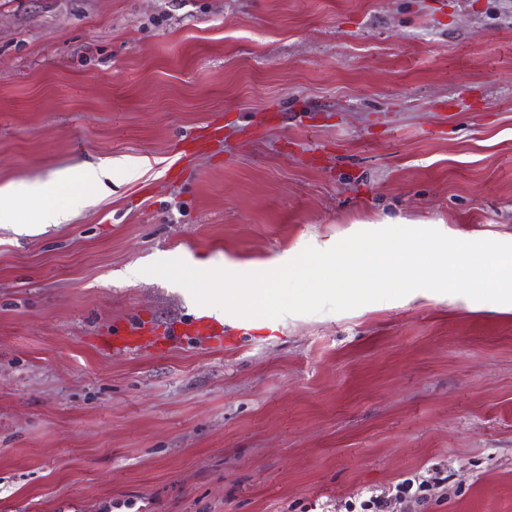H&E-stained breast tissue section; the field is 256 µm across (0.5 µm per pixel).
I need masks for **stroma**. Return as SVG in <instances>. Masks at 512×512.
I'll list each match as a JSON object with an SVG mask.
<instances>
[{"mask_svg": "<svg viewBox=\"0 0 512 512\" xmlns=\"http://www.w3.org/2000/svg\"><path fill=\"white\" fill-rule=\"evenodd\" d=\"M102 159L106 189L59 183ZM16 184L81 204L0 223V512H512L511 306L258 329L141 272L397 225L512 243V0H0Z\"/></svg>", "mask_w": 512, "mask_h": 512, "instance_id": "35a3bbf8", "label": "stroma"}]
</instances>
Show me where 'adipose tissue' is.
Returning a JSON list of instances; mask_svg holds the SVG:
<instances>
[{
	"mask_svg": "<svg viewBox=\"0 0 512 512\" xmlns=\"http://www.w3.org/2000/svg\"><path fill=\"white\" fill-rule=\"evenodd\" d=\"M26 204L37 211V221L27 224L17 221L15 209ZM71 205L46 202L42 189L35 185L19 184L0 189V220L11 223L16 234L34 236L51 224H62L71 215Z\"/></svg>",
	"mask_w": 512,
	"mask_h": 512,
	"instance_id": "adipose-tissue-1",
	"label": "adipose tissue"
}]
</instances>
